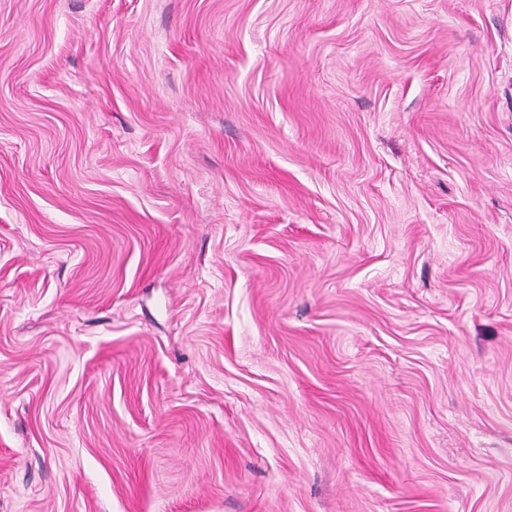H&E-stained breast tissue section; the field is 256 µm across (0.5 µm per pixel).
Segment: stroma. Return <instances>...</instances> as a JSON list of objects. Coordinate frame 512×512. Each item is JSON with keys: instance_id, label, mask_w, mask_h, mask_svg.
Listing matches in <instances>:
<instances>
[{"instance_id": "stroma-1", "label": "stroma", "mask_w": 512, "mask_h": 512, "mask_svg": "<svg viewBox=\"0 0 512 512\" xmlns=\"http://www.w3.org/2000/svg\"><path fill=\"white\" fill-rule=\"evenodd\" d=\"M0 512H512V0H0Z\"/></svg>"}]
</instances>
